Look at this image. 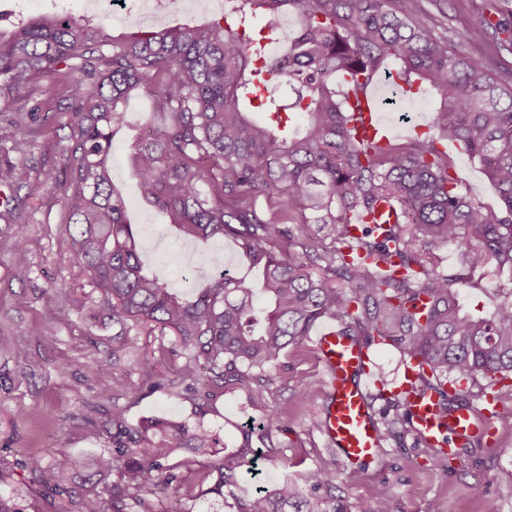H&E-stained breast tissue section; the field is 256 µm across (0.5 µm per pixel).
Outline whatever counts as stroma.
Here are the masks:
<instances>
[{
  "label": "stroma",
  "instance_id": "35a3bbf8",
  "mask_svg": "<svg viewBox=\"0 0 512 512\" xmlns=\"http://www.w3.org/2000/svg\"><path fill=\"white\" fill-rule=\"evenodd\" d=\"M504 1L512 5V0H414L412 7L428 12L447 36L494 14ZM0 10L19 18L56 13L101 20L87 0H0ZM123 108L128 123L112 139V179L126 196L143 262L164 268L178 291L197 276L196 261L214 252L223 254L227 272L249 275L230 240L181 239L165 215L142 200L129 156L166 117L158 111L154 94L145 90L132 93ZM15 119V113L0 112V167L22 159L10 139ZM67 134L57 120L32 129L31 150L22 159L30 178L17 192L23 200L21 221L0 219V502L10 512H74L70 498L58 493L55 483L63 474L69 486L85 484V475L70 471L69 461L111 447L116 408L124 409L134 430L151 419L203 424L212 440L207 459L215 464L237 452L246 442L244 430H252L251 450L234 490L245 500L257 489L270 492L287 480L322 512H375L382 488L389 492L392 512H484L489 499L498 512H512V421H495L497 446L481 438L463 440L448 457L411 430L387 437L368 459L339 457L322 433L326 376L311 341L289 349L279 365L261 372L265 393L260 400L218 386L206 392L193 379L178 376L183 359L173 353L174 336L140 326L132 329L135 348L122 351L120 362H113L112 324L93 315L99 293L78 262L63 221L58 183ZM447 151L461 193L484 210L499 212L501 202L480 160L453 145ZM20 239L30 265L22 280L13 275ZM458 291L466 311L488 315L512 296V279L480 269L459 283ZM49 308L54 311L50 319L44 316ZM147 354L162 357L157 367L161 386L154 390L140 378V361ZM102 360L109 363L106 372L95 373L96 362ZM305 379L314 390L301 401L296 389ZM274 411L282 415L280 426L265 428L267 415ZM46 448L56 449V456H43ZM32 458L40 459V469L29 467ZM331 458L338 473L335 488L311 491L309 471ZM147 499L153 512H230L215 494L182 498L171 488Z\"/></svg>",
  "mask_w": 512,
  "mask_h": 512
}]
</instances>
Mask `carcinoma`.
<instances>
[{"label":"carcinoma","instance_id":"1","mask_svg":"<svg viewBox=\"0 0 512 512\" xmlns=\"http://www.w3.org/2000/svg\"><path fill=\"white\" fill-rule=\"evenodd\" d=\"M289 11L298 19L297 36L272 62L262 39L248 31L259 19L271 28ZM489 44L497 54L512 53V23L483 17L446 37L405 0H224V15L205 25L119 39L71 16L19 19L0 26V110L41 112L30 86L43 78L65 101V223L91 286L102 294L95 314L112 318L120 347L136 345L129 320L162 336L170 331L186 358L184 376H194L202 360L214 383L259 400L263 390L252 370L278 364L288 347L329 319L341 335L394 347L415 362V388L436 396L446 422L479 376L490 379L483 395L512 392V299L475 318L462 311L454 288L489 264L512 279V70L465 52ZM391 64L440 93L431 116L438 138L424 135L405 146L356 138L348 92L358 93L359 79L369 82ZM279 73L293 86L290 105L280 103ZM154 81L161 84L159 108L171 120L134 147L132 176L143 200L186 238L232 240L257 279L221 271L178 293L161 273L145 270L110 158L113 134L127 122L123 103ZM291 110L302 116L296 126ZM15 126L13 151L25 154L27 126ZM438 141L481 159L500 213L460 192ZM27 180L22 163L0 169L7 188ZM270 194L285 209L300 210L296 234L253 208L256 197ZM384 204L396 208V223L376 219ZM315 224L329 244L313 232ZM355 225L363 227L359 236ZM441 246L462 252V270L438 271L430 255ZM28 272L20 240L15 274L23 279ZM397 425L412 426L400 401L395 415L380 421L379 438ZM112 429V448L70 460L100 476L77 490L59 488L77 499L78 512H149L144 494L173 484L192 496L210 475L200 461L184 462L183 478L167 465L183 425L142 426L149 448L132 447L121 409L112 411ZM248 448L224 458L211 491L222 495L237 485ZM113 470L118 480L109 484L103 475ZM336 478L334 460L308 474L315 489L334 487ZM301 499L285 480L274 498L239 501L236 512H280L283 503Z\"/></svg>","mask_w":512,"mask_h":512}]
</instances>
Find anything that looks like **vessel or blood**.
<instances>
[{"label": "vessel or blood", "instance_id": "1", "mask_svg": "<svg viewBox=\"0 0 512 512\" xmlns=\"http://www.w3.org/2000/svg\"><path fill=\"white\" fill-rule=\"evenodd\" d=\"M379 99L376 89L360 96L359 138L372 140L387 135L389 126L382 119ZM313 343L325 367L329 392L323 433L346 459L369 457L379 445L374 411L367 400L373 384V349L342 336L333 325L314 336ZM414 379L412 364H404L396 391L404 395L415 431L424 441L435 444L445 437L464 439L477 434L494 437L493 423L500 414L496 402L487 399L481 406L459 409L443 425L436 417L432 394L412 392Z\"/></svg>", "mask_w": 512, "mask_h": 512}]
</instances>
